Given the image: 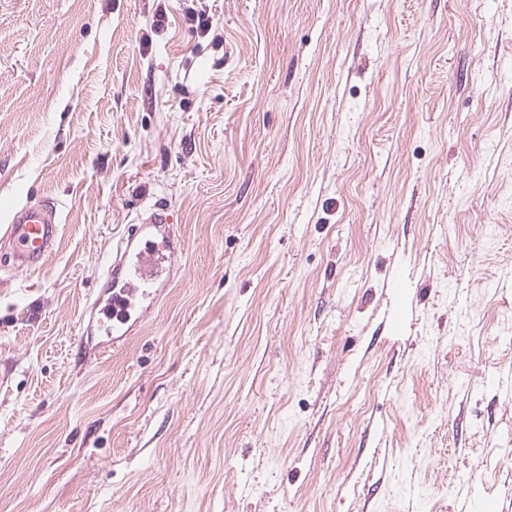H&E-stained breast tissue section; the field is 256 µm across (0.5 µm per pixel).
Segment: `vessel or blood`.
Here are the masks:
<instances>
[{"label": "vessel or blood", "instance_id": "b4317fda", "mask_svg": "<svg viewBox=\"0 0 512 512\" xmlns=\"http://www.w3.org/2000/svg\"><path fill=\"white\" fill-rule=\"evenodd\" d=\"M60 233L59 216L48 204L26 205L15 211L8 225V246L0 254V271L31 268L51 254ZM180 246L164 207L127 225L115 257L106 266L112 297L96 321L100 334L116 341L126 333L135 299L154 300L165 287L163 272L178 257Z\"/></svg>", "mask_w": 512, "mask_h": 512}]
</instances>
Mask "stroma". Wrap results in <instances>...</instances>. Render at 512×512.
I'll use <instances>...</instances> for the list:
<instances>
[{
  "mask_svg": "<svg viewBox=\"0 0 512 512\" xmlns=\"http://www.w3.org/2000/svg\"><path fill=\"white\" fill-rule=\"evenodd\" d=\"M46 201L0 512H512V0H0V236ZM159 202L169 286L87 356Z\"/></svg>",
  "mask_w": 512,
  "mask_h": 512,
  "instance_id": "stroma-1",
  "label": "stroma"
}]
</instances>
